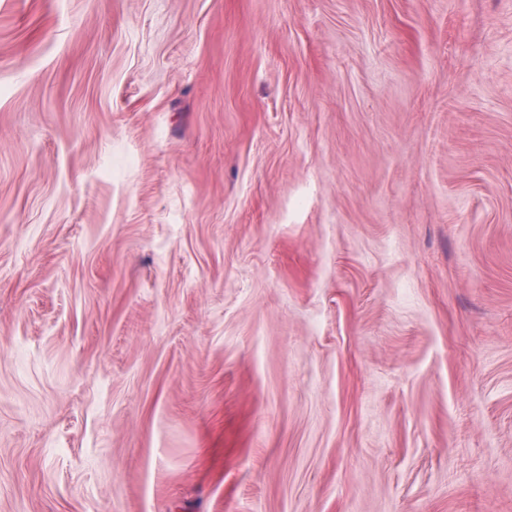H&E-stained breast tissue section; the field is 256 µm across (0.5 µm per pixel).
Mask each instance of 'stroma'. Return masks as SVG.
Masks as SVG:
<instances>
[{"label": "stroma", "mask_w": 512, "mask_h": 512, "mask_svg": "<svg viewBox=\"0 0 512 512\" xmlns=\"http://www.w3.org/2000/svg\"><path fill=\"white\" fill-rule=\"evenodd\" d=\"M0 512H512V0H0Z\"/></svg>", "instance_id": "obj_1"}]
</instances>
